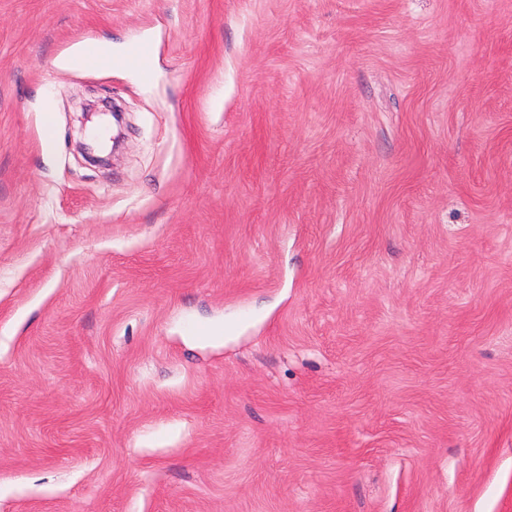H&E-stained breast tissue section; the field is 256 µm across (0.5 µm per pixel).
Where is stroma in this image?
Returning a JSON list of instances; mask_svg holds the SVG:
<instances>
[{
  "label": "stroma",
  "instance_id": "obj_1",
  "mask_svg": "<svg viewBox=\"0 0 512 512\" xmlns=\"http://www.w3.org/2000/svg\"><path fill=\"white\" fill-rule=\"evenodd\" d=\"M0 512H512V0H0ZM153 52L154 46L151 42H136L127 50L124 63L128 68L138 71L144 79H148L150 74L145 63L153 55ZM110 141L111 145L108 149L99 148L83 140L79 142L78 148L86 162L100 167H108L112 165V158L120 147L121 133L118 132L116 136H112Z\"/></svg>",
  "mask_w": 512,
  "mask_h": 512
}]
</instances>
